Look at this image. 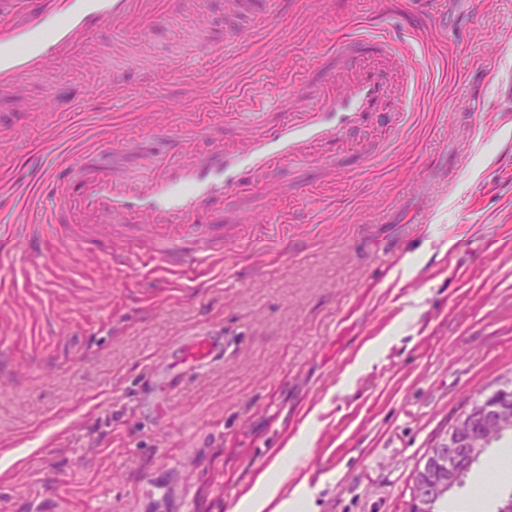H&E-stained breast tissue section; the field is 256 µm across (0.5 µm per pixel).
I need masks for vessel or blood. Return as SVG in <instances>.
I'll return each instance as SVG.
<instances>
[{
    "label": "vessel or blood",
    "instance_id": "b4317fda",
    "mask_svg": "<svg viewBox=\"0 0 512 512\" xmlns=\"http://www.w3.org/2000/svg\"><path fill=\"white\" fill-rule=\"evenodd\" d=\"M197 7L198 0H0V92H20L32 79L60 71L91 47L100 28L145 35ZM415 58L411 38L360 31L328 47L316 75L303 85L277 88L270 99L249 108L236 129L212 131L210 148L199 151L164 136L149 156V176L132 172L128 160L141 147L126 139L85 152L78 161L57 162L41 177L40 190L50 205L35 221L63 229L78 244L124 238V248L111 253L119 266L138 253L158 258L171 271L197 267L218 247L226 197L249 200L287 166H316L335 175L349 166L348 134L372 127L376 117H387L391 129L403 128L413 110L410 90L420 75ZM139 70L152 85L177 66L154 59ZM123 73L122 65H114L93 90L51 87L52 114L75 111L84 97L107 101L121 94ZM308 95L315 104L303 105ZM131 224L148 225L149 231L130 236ZM223 357V341L200 332L181 341L171 371L205 368Z\"/></svg>",
    "mask_w": 512,
    "mask_h": 512
}]
</instances>
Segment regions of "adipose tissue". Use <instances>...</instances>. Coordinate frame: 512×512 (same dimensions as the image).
Masks as SVG:
<instances>
[{"label": "adipose tissue", "mask_w": 512, "mask_h": 512, "mask_svg": "<svg viewBox=\"0 0 512 512\" xmlns=\"http://www.w3.org/2000/svg\"><path fill=\"white\" fill-rule=\"evenodd\" d=\"M318 425L314 418H307L297 437L286 447L278 449L273 461L256 479L251 490L236 504L235 512H266L268 506H275L276 512H304L311 498L310 491L303 486L296 487L289 498H281L280 491L288 476L286 464L294 460L315 439Z\"/></svg>", "instance_id": "ef3b65f1"}]
</instances>
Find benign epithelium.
I'll return each instance as SVG.
<instances>
[{
    "instance_id": "obj_1",
    "label": "benign epithelium",
    "mask_w": 512,
    "mask_h": 512,
    "mask_svg": "<svg viewBox=\"0 0 512 512\" xmlns=\"http://www.w3.org/2000/svg\"><path fill=\"white\" fill-rule=\"evenodd\" d=\"M512 432V388L501 385L478 400L469 401L436 437L415 472L408 512H435L455 489L492 437Z\"/></svg>"
}]
</instances>
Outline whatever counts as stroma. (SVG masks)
Segmentation results:
<instances>
[{
	"mask_svg": "<svg viewBox=\"0 0 512 512\" xmlns=\"http://www.w3.org/2000/svg\"><path fill=\"white\" fill-rule=\"evenodd\" d=\"M224 2L202 0L221 71L191 59L145 87L131 67L124 94L59 124L41 80L27 107L0 98V184L26 194L38 157L107 147L115 127L151 150L145 110L168 131L188 118L229 126L253 90L302 82L330 41L371 22L414 36L412 122L356 131L354 143L387 147L332 183L315 169L276 175L289 191L255 193L258 222L225 201L224 256L195 272L136 256L117 267L98 245L32 255L23 212L0 207L15 235L0 250V512H232L311 415L318 435L288 463L282 497L302 484L309 512H403L429 443L512 378V100L496 86L512 68V0H446L444 31L426 0H293L272 28ZM197 23L160 24L143 41L103 29L99 57L59 77L103 81L119 43L176 57L177 31ZM228 30L240 41L225 44ZM201 330L223 336L224 360L185 373L159 414L143 382L163 383L172 351ZM505 453L510 436L453 493L457 512H497L512 469L493 483L488 463Z\"/></svg>",
	"mask_w": 512,
	"mask_h": 512,
	"instance_id": "obj_1",
	"label": "stroma"
}]
</instances>
